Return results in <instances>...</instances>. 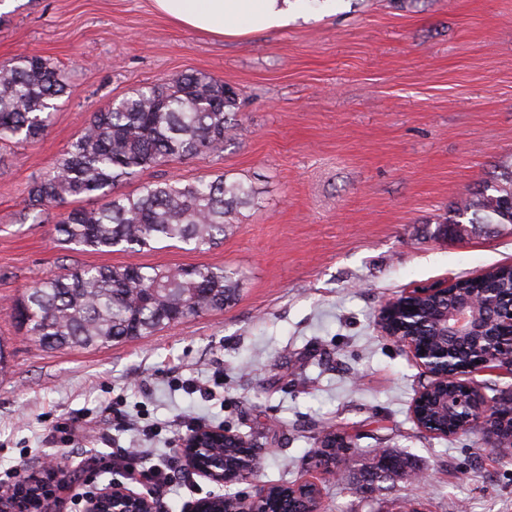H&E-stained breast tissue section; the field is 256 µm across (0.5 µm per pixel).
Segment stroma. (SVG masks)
I'll return each mask as SVG.
<instances>
[{
    "label": "stroma",
    "instance_id": "stroma-1",
    "mask_svg": "<svg viewBox=\"0 0 512 512\" xmlns=\"http://www.w3.org/2000/svg\"><path fill=\"white\" fill-rule=\"evenodd\" d=\"M285 30L237 40L178 26L152 0H11L0 63L48 58L70 94L35 143L0 145V472L73 474L53 512H79L95 458L110 448L176 453L196 421L262 444L259 483L300 484L326 429L350 436L340 466L374 449L407 455L420 480L367 497L334 479L322 512H512V453L479 429H421L426 378L385 337L378 313L414 288L512 263V234L437 237L448 206L512 161V0H336ZM184 72L240 94L242 130L218 155L148 170L121 185L225 173L252 186L222 244L163 242L136 253L72 251L53 224L23 216L29 185L62 157L92 112ZM220 265L240 296L155 335L51 350L18 328L9 301L85 265ZM204 392L194 391V384Z\"/></svg>",
    "mask_w": 512,
    "mask_h": 512
}]
</instances>
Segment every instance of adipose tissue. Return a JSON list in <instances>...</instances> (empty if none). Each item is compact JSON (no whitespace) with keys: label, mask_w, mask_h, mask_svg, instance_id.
<instances>
[{"label":"adipose tissue","mask_w":512,"mask_h":512,"mask_svg":"<svg viewBox=\"0 0 512 512\" xmlns=\"http://www.w3.org/2000/svg\"><path fill=\"white\" fill-rule=\"evenodd\" d=\"M305 0H153L155 9L182 26L220 38L285 29Z\"/></svg>","instance_id":"1"}]
</instances>
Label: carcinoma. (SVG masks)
<instances>
[{
  "mask_svg": "<svg viewBox=\"0 0 512 512\" xmlns=\"http://www.w3.org/2000/svg\"><path fill=\"white\" fill-rule=\"evenodd\" d=\"M69 86L65 72L40 55L0 65V144L35 142L46 132L58 101ZM239 94L224 82L194 73L145 86L90 116L63 158L33 182L25 216L38 221L56 211L55 241L69 250L138 252L161 242L202 251L224 241L237 211L256 204L251 186L224 174L184 182H148L139 193L117 189L141 172L202 153L224 152V143L241 129ZM80 197L101 200L96 208L65 205ZM437 235L455 239L448 225H480L487 233L512 227V162L493 181L450 205ZM241 279L222 266L180 268L138 265L83 266L37 281L13 301L11 316L41 346L90 348L151 336L235 302ZM512 290V265L455 281L448 298L415 300L417 342L436 336L434 316L464 296L480 298L490 290ZM448 392V414L429 416L453 424L469 414ZM390 462L366 464L349 481L374 482V475L411 468L410 459L388 453Z\"/></svg>",
  "mask_w": 512,
  "mask_h": 512,
  "instance_id": "obj_1",
  "label": "carcinoma"
}]
</instances>
